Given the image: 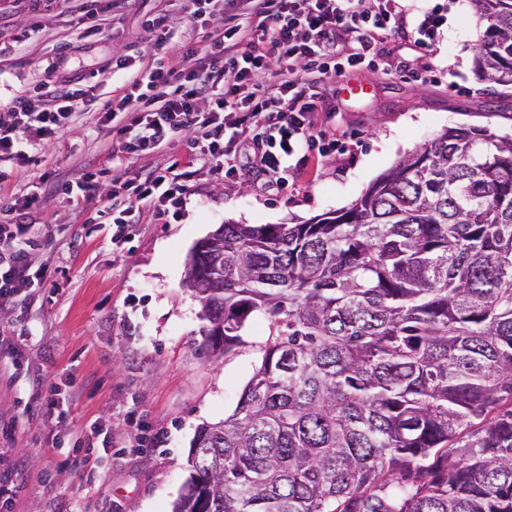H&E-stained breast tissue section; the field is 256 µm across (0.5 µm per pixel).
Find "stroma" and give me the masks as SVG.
<instances>
[{"mask_svg":"<svg viewBox=\"0 0 512 512\" xmlns=\"http://www.w3.org/2000/svg\"><path fill=\"white\" fill-rule=\"evenodd\" d=\"M406 2L418 11L441 8L445 22L428 48L408 37L387 40L385 59L430 69V78L365 67L358 75L373 91L359 99L345 96V75L327 80L336 112L325 128L346 150L311 157L295 188L228 178L200 160L178 220L144 210L126 242L113 244L111 225L95 221L112 197L113 175L170 164L188 147L181 140L137 160L107 155L92 105L36 151L29 170L0 184L6 194L32 192L50 169L69 175L91 161L107 170L101 199L72 202L40 191L42 204L30 217V271L47 277L0 313V512H172L197 427L234 412L268 335L267 319L252 318L244 345L226 354L201 351L200 305L185 285L194 245L227 222L304 224L348 208L445 128L486 125L512 135V89L475 72V46L486 29L475 0ZM162 7L184 42L191 22L166 0H128L88 38L70 27L68 0H0V107L50 70L109 94L101 67L115 55L148 54L141 20ZM35 19L41 28L15 43Z\"/></svg>","mask_w":512,"mask_h":512,"instance_id":"35a3bbf8","label":"stroma"}]
</instances>
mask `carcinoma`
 Instances as JSON below:
<instances>
[{"mask_svg": "<svg viewBox=\"0 0 512 512\" xmlns=\"http://www.w3.org/2000/svg\"><path fill=\"white\" fill-rule=\"evenodd\" d=\"M512 89V0H477ZM203 347L268 320L232 415L197 427L174 512H512V136L450 127L351 206L220 224Z\"/></svg>", "mask_w": 512, "mask_h": 512, "instance_id": "1", "label": "carcinoma"}]
</instances>
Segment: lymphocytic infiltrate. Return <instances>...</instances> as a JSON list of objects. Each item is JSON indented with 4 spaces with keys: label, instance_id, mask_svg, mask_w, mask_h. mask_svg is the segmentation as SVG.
<instances>
[{
    "label": "lymphocytic infiltrate",
    "instance_id": "obj_1",
    "mask_svg": "<svg viewBox=\"0 0 512 512\" xmlns=\"http://www.w3.org/2000/svg\"><path fill=\"white\" fill-rule=\"evenodd\" d=\"M245 14H226L224 0H185L184 11L202 41L184 42L172 53L170 15L160 9L142 22L149 57H114L110 77L119 85L97 99L86 85L59 93L51 107L33 97L14 99L0 114V182L7 169L28 168L34 148L63 131L76 112L98 102V121L112 137L113 151L149 156L189 138L192 159L148 174L115 176L111 206L113 243L126 225L149 208L179 218L204 159L237 177L241 152H249L254 180L287 188L309 155L326 157L345 144L317 127L329 106L325 78L356 66L375 65L383 40L412 36L428 46L444 17L433 10L413 27L403 23L393 0H247ZM38 193H14L0 202V310L10 306L30 276L24 249L25 218L39 208Z\"/></svg>",
    "mask_w": 512,
    "mask_h": 512
}]
</instances>
